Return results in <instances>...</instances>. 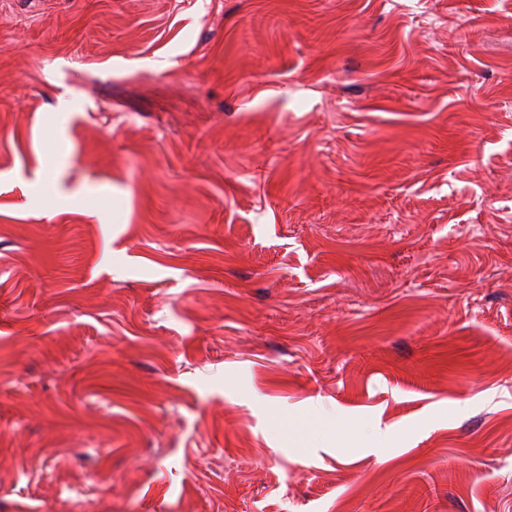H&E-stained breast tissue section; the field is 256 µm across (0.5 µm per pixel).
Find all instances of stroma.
Instances as JSON below:
<instances>
[{
  "instance_id": "stroma-1",
  "label": "stroma",
  "mask_w": 512,
  "mask_h": 512,
  "mask_svg": "<svg viewBox=\"0 0 512 512\" xmlns=\"http://www.w3.org/2000/svg\"><path fill=\"white\" fill-rule=\"evenodd\" d=\"M0 512H512V0H0Z\"/></svg>"
}]
</instances>
